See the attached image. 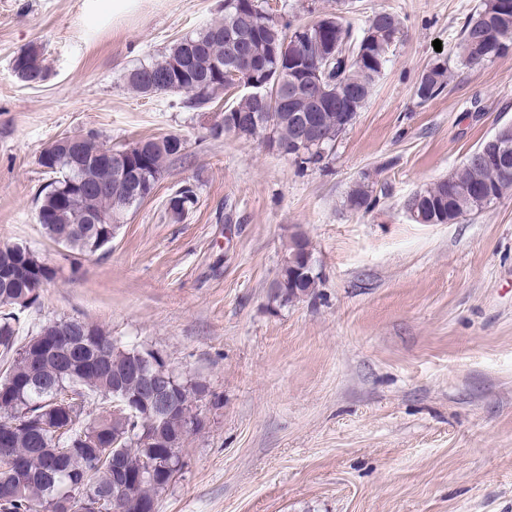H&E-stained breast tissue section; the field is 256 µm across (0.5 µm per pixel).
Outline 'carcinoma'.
<instances>
[{"mask_svg":"<svg viewBox=\"0 0 512 512\" xmlns=\"http://www.w3.org/2000/svg\"><path fill=\"white\" fill-rule=\"evenodd\" d=\"M400 34V21L391 12L378 11L369 19L360 38L352 37L350 26L340 17L327 14L307 26H293L289 20L263 15L255 0H224V18L196 33L175 40L163 56L142 63L126 76L128 86L143 95H186L192 108L213 103L230 89L229 76L238 71L258 80L270 78L288 89L292 100L282 108L253 105L241 98L224 112H252L250 127L236 130L227 118L212 129V135L234 133L240 137L261 136L268 142L288 145L297 140L304 116L320 115L318 137L322 148H303L296 162L319 164L338 139L344 115L356 117L367 103L382 75L391 47ZM323 48L347 47L350 55L325 56L307 53L305 43ZM512 43V0H480L466 17L458 43V57L465 66L479 65L499 55ZM321 68L313 93L300 91L306 73ZM12 74L28 85L43 82L48 69L41 53L28 47L13 58ZM448 86V62L430 65L420 76L416 95L421 102L439 96ZM89 157L107 149L93 134L77 136ZM175 134L136 142L141 156L136 160L139 181L155 184L177 152L168 148ZM53 178L39 191L37 210L49 217L41 225L46 236L65 247L74 258L92 256L112 243L121 213L140 201L131 199L116 169L104 163L84 170L71 166L69 154L58 147L51 156L38 160ZM512 191V133L497 139L489 159L479 164L465 159L462 166L445 178L412 193L416 200V224H455L465 215L491 207ZM74 199L76 207L65 208L61 197ZM198 202L190 185L179 187L168 199L167 213L180 221ZM347 206L367 213L377 203L374 183L368 177L357 182L347 195ZM88 216L103 217L104 224H86ZM56 277V269L21 245H0V434L9 433L10 453L24 471L16 495L0 502V512H66L60 502L81 487L87 491L114 489L115 476L108 458L120 455L127 469L142 477L117 491L116 512H138L141 504H155L157 494L167 488L164 470L182 462L184 444L143 441V430L155 426L153 414L143 409L121 416L106 409L95 415L91 401L112 399L115 384L132 392L142 381L133 366L140 348L120 345L114 353L111 332L98 324L84 322L76 328L87 332L89 348L79 358L81 369L70 370L55 359L38 361L25 355L18 342L20 313L34 305L39 290ZM318 275L303 276L298 266L285 260L276 281L274 298L289 303L310 294ZM205 384L178 375L175 381V413L166 425L183 428L197 420L198 395ZM65 403L71 414L54 421L58 405ZM101 437L100 447L88 453L76 450L65 459L55 458V449L71 448L82 436ZM148 461L153 472L144 471Z\"/></svg>","mask_w":512,"mask_h":512,"instance_id":"carcinoma-1","label":"carcinoma"}]
</instances>
